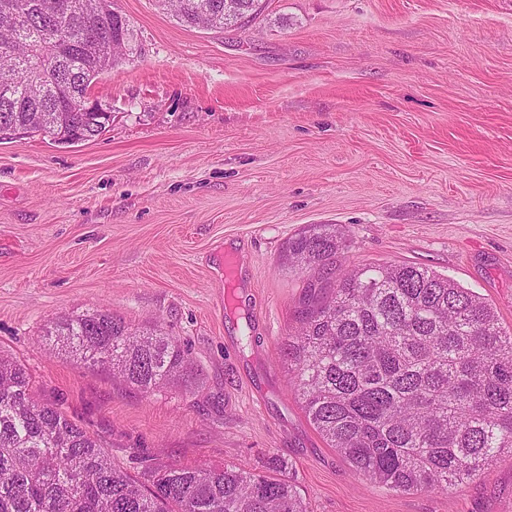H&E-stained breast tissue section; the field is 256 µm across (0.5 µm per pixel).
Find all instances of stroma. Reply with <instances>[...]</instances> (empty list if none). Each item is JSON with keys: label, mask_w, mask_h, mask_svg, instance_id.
Wrapping results in <instances>:
<instances>
[{"label": "stroma", "mask_w": 512, "mask_h": 512, "mask_svg": "<svg viewBox=\"0 0 512 512\" xmlns=\"http://www.w3.org/2000/svg\"><path fill=\"white\" fill-rule=\"evenodd\" d=\"M114 6L140 52L90 88L106 130L0 140V353L133 475L276 455L309 512H512L508 455L445 493L354 476L280 356L312 224L343 232L340 270L432 269L512 331V0H269L224 31ZM96 309L174 336L195 379L144 394L50 350L49 320Z\"/></svg>", "instance_id": "stroma-1"}]
</instances>
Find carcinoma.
<instances>
[{"label":"carcinoma","instance_id":"obj_1","mask_svg":"<svg viewBox=\"0 0 512 512\" xmlns=\"http://www.w3.org/2000/svg\"><path fill=\"white\" fill-rule=\"evenodd\" d=\"M28 11L0 25V134L44 128L61 142L102 133V117L76 107L56 122L57 95L81 97L101 74L138 53L112 0H0ZM157 0L178 22L244 28L264 0ZM101 33L96 56L80 51ZM342 237L313 224L288 240L293 267L317 271L288 335V386L313 428L353 472L390 490L446 492L512 455V332L480 296L411 264L364 266L336 276ZM45 336L85 366L152 393L186 381L192 361L176 339L140 330L107 310L51 321ZM283 462L266 471L157 462L133 477L58 406L40 400L26 367L0 356V512H308Z\"/></svg>","mask_w":512,"mask_h":512}]
</instances>
